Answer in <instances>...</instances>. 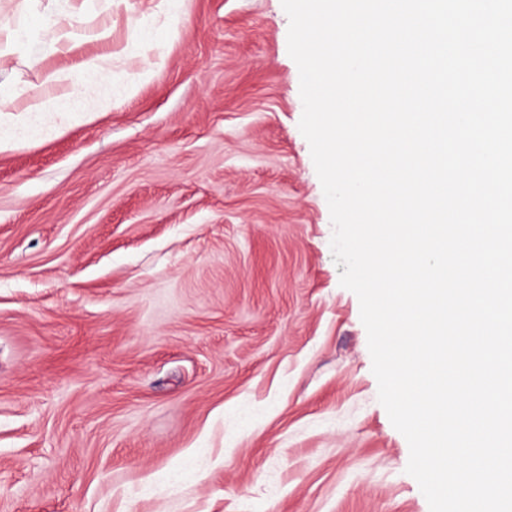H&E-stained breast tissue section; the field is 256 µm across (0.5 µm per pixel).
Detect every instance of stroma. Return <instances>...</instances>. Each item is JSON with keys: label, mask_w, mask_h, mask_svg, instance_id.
<instances>
[{"label": "stroma", "mask_w": 512, "mask_h": 512, "mask_svg": "<svg viewBox=\"0 0 512 512\" xmlns=\"http://www.w3.org/2000/svg\"><path fill=\"white\" fill-rule=\"evenodd\" d=\"M67 13L111 43L0 49L32 95L116 56L105 114L0 153V512H429L340 284L281 0H0V29Z\"/></svg>", "instance_id": "1"}]
</instances>
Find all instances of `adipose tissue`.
Returning <instances> with one entry per match:
<instances>
[{
    "label": "adipose tissue",
    "mask_w": 512,
    "mask_h": 512,
    "mask_svg": "<svg viewBox=\"0 0 512 512\" xmlns=\"http://www.w3.org/2000/svg\"><path fill=\"white\" fill-rule=\"evenodd\" d=\"M75 30L72 18L66 17L46 32L30 26L16 28L8 33L7 41L18 48L37 42L49 52L56 53L64 42L74 38ZM59 83V76L46 75L44 93L32 97L22 107L14 104L18 97L16 91L0 94V152L13 148L29 135H50L60 132L65 123L96 117L97 111L90 107L84 93L77 90L55 93L54 88Z\"/></svg>",
    "instance_id": "1"
}]
</instances>
